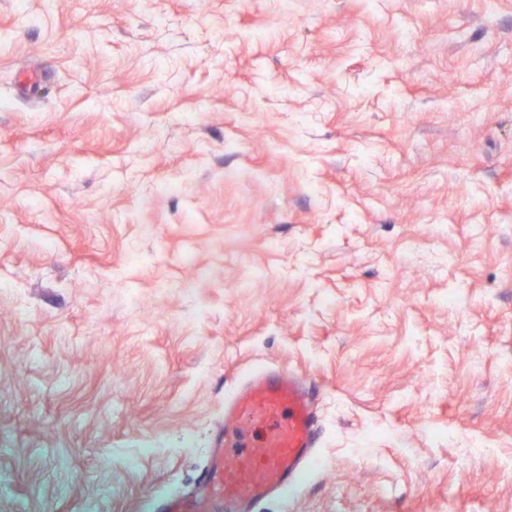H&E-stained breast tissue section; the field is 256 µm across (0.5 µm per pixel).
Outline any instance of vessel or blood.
Wrapping results in <instances>:
<instances>
[{
  "label": "vessel or blood",
  "mask_w": 512,
  "mask_h": 512,
  "mask_svg": "<svg viewBox=\"0 0 512 512\" xmlns=\"http://www.w3.org/2000/svg\"><path fill=\"white\" fill-rule=\"evenodd\" d=\"M317 406L292 369L252 366L224 396V423L210 448L201 488L168 495L163 512H251L287 499L317 464Z\"/></svg>",
  "instance_id": "vessel-or-blood-1"
}]
</instances>
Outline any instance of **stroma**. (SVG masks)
<instances>
[{
    "mask_svg": "<svg viewBox=\"0 0 512 512\" xmlns=\"http://www.w3.org/2000/svg\"><path fill=\"white\" fill-rule=\"evenodd\" d=\"M1 280L0 512L195 492L259 361L253 512H512V0H0ZM216 433L200 490L168 495L164 512H252L263 500L288 499L318 463L317 406L288 367L252 366L225 394Z\"/></svg>",
    "mask_w": 512,
    "mask_h": 512,
    "instance_id": "obj_1",
    "label": "stroma"
}]
</instances>
